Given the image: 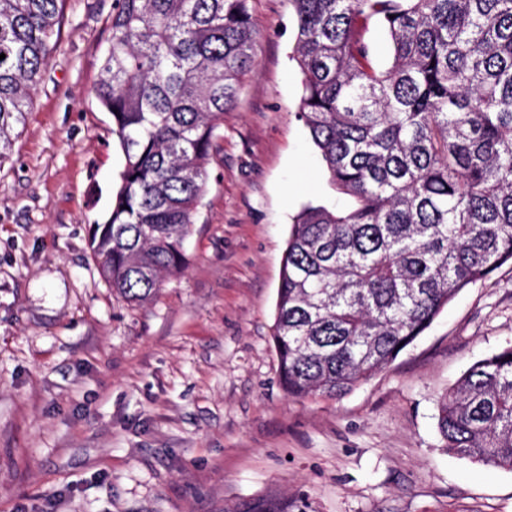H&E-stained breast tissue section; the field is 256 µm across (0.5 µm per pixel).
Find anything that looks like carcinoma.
I'll return each instance as SVG.
<instances>
[{"label":"carcinoma","instance_id":"cac0c4a2","mask_svg":"<svg viewBox=\"0 0 512 512\" xmlns=\"http://www.w3.org/2000/svg\"><path fill=\"white\" fill-rule=\"evenodd\" d=\"M63 0H0V161L59 37ZM253 0H112L95 96L124 158L89 246L146 303L185 268L224 112L257 64ZM298 116L353 200L295 216L272 343L288 395L339 396L385 369L465 288L512 262V0H287ZM391 48L373 65L366 24ZM448 454L512 471V344L438 403ZM302 496L227 512H307Z\"/></svg>","mask_w":512,"mask_h":512}]
</instances>
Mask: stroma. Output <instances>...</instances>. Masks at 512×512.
Returning a JSON list of instances; mask_svg holds the SVG:
<instances>
[{"label": "stroma", "mask_w": 512, "mask_h": 512, "mask_svg": "<svg viewBox=\"0 0 512 512\" xmlns=\"http://www.w3.org/2000/svg\"><path fill=\"white\" fill-rule=\"evenodd\" d=\"M112 0H65L0 161V512H226L267 493L313 512H512V471L449 455L438 402L512 343V264L464 289L342 397L284 390L270 336L294 216L344 208L298 120L286 0H253L257 64L224 114L182 274L138 305L90 226L123 155L93 88Z\"/></svg>", "instance_id": "obj_1"}]
</instances>
